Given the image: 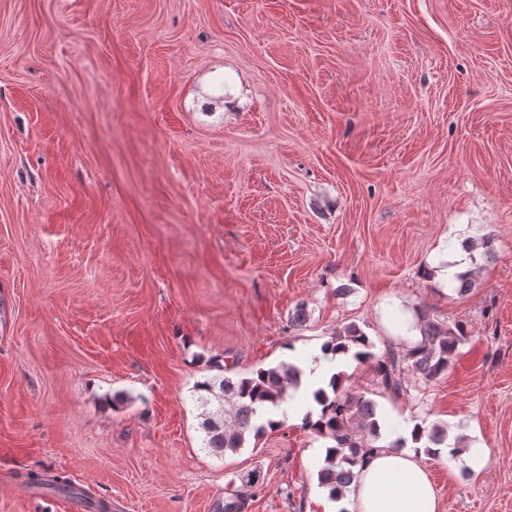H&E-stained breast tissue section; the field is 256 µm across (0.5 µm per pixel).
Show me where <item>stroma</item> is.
Segmentation results:
<instances>
[{
  "label": "stroma",
  "instance_id": "35a3bbf8",
  "mask_svg": "<svg viewBox=\"0 0 512 512\" xmlns=\"http://www.w3.org/2000/svg\"><path fill=\"white\" fill-rule=\"evenodd\" d=\"M469 237L476 288L421 277ZM406 304L466 324L447 377L345 388L384 440L487 448L429 459L445 512H512V0H0V512H85L31 471L112 512H334L322 440L214 458L194 386L349 323L385 354ZM45 477L46 476L44 474L31 471L26 476V482L33 487L48 488L56 494L78 500L83 504H86V508L93 509L88 510L89 512L112 511V507L109 502L104 499H95L86 491L78 489L70 478L61 475H55L51 479H47Z\"/></svg>",
  "mask_w": 512,
  "mask_h": 512
}]
</instances>
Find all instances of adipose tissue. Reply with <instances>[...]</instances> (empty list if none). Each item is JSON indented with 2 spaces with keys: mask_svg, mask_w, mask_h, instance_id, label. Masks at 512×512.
Listing matches in <instances>:
<instances>
[{
  "mask_svg": "<svg viewBox=\"0 0 512 512\" xmlns=\"http://www.w3.org/2000/svg\"><path fill=\"white\" fill-rule=\"evenodd\" d=\"M289 358L303 371L301 384L292 392L286 408L303 415V401L314 390L327 386L331 376L345 364V356L321 355L320 368H313L307 354L290 353ZM352 512H442L441 499L420 454L405 448L372 456L360 470L347 493Z\"/></svg>",
  "mask_w": 512,
  "mask_h": 512,
  "instance_id": "1",
  "label": "adipose tissue"
}]
</instances>
